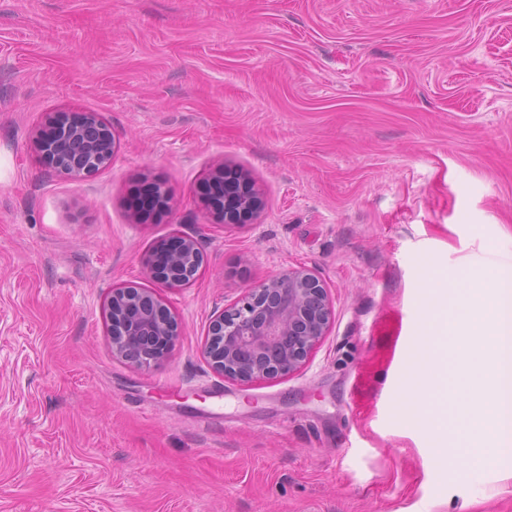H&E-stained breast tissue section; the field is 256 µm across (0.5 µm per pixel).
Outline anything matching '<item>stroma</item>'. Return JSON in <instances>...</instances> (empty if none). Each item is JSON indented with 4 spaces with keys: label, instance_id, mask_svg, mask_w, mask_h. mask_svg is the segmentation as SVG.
<instances>
[{
    "label": "stroma",
    "instance_id": "35a3bbf8",
    "mask_svg": "<svg viewBox=\"0 0 512 512\" xmlns=\"http://www.w3.org/2000/svg\"><path fill=\"white\" fill-rule=\"evenodd\" d=\"M55 111L100 113L111 167L46 171L30 134ZM220 162L262 190L254 223L202 209ZM145 179L170 202L135 224ZM175 231L205 263L163 291L181 332L139 370L105 302ZM490 245L512 247V0H0V512H512V480L461 483L395 435L374 326L412 335L424 261ZM300 266L335 313L305 366L215 374L214 311ZM369 382L370 377L360 368L354 375L350 384V407L352 410H361L369 405Z\"/></svg>",
    "mask_w": 512,
    "mask_h": 512
}]
</instances>
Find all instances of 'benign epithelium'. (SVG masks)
I'll return each mask as SVG.
<instances>
[{
    "mask_svg": "<svg viewBox=\"0 0 512 512\" xmlns=\"http://www.w3.org/2000/svg\"><path fill=\"white\" fill-rule=\"evenodd\" d=\"M63 112H51L35 129L32 143L43 165L71 180L90 177L112 165L116 140L97 112L83 113L71 126ZM224 189L226 225L252 221L263 207L254 182L222 162L207 177ZM176 243L166 261L145 260L152 288L114 286L104 314L112 357L140 370H149L170 355L179 322L159 290L182 288L196 278L204 262L198 238L174 233ZM334 320V308L323 281L311 269L290 268L246 289L236 303L216 312L204 336L202 353L210 368L232 382L248 384L298 372L322 344Z\"/></svg>",
    "mask_w": 512,
    "mask_h": 512,
    "instance_id": "benign-epithelium-1",
    "label": "benign epithelium"
}]
</instances>
